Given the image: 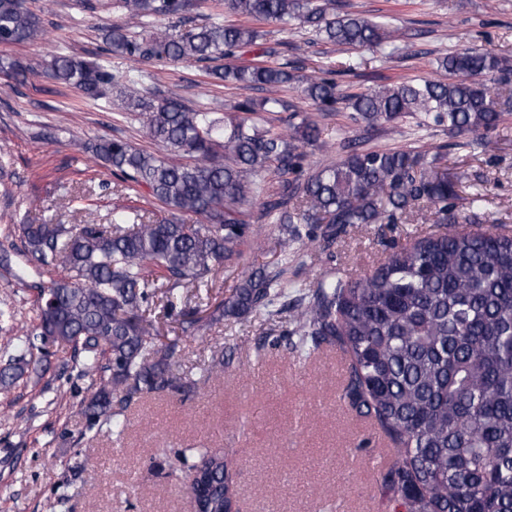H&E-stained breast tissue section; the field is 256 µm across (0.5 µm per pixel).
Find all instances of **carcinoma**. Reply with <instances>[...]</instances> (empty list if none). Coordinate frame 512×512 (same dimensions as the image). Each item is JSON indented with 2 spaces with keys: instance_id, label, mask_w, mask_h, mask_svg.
<instances>
[{
  "instance_id": "obj_1",
  "label": "carcinoma",
  "mask_w": 512,
  "mask_h": 512,
  "mask_svg": "<svg viewBox=\"0 0 512 512\" xmlns=\"http://www.w3.org/2000/svg\"><path fill=\"white\" fill-rule=\"evenodd\" d=\"M206 0H113L123 23L104 34L103 52L133 62H208L216 81L267 91L218 116L208 103L193 107L149 91L141 78L110 69L102 56L78 57L58 46L42 74L88 99L120 89L122 107L165 154L118 138L92 147L100 165L129 188L144 187L168 216L143 220L122 208L98 222L90 204L77 224H25V258L0 252V268L36 291L38 325L18 340L13 373L26 357L69 346L81 373L94 376L83 401L87 427L120 436L127 421L112 412L152 393L188 395L194 385L178 373L180 337L162 340L148 311L157 293L177 309L182 290L207 285L219 268L239 263L249 227L238 205L263 201L276 214L283 255L316 226L323 240L349 224H394L421 201L436 223L455 222L461 176L441 169L447 146L431 150L348 147L336 162L303 175L305 148L321 131L280 95L294 80L284 66L243 67L228 60L261 37L257 28L224 23L228 13L249 21L310 28L336 47L399 51L398 29L385 21L336 11V0H223L224 13L197 22ZM181 28L178 36L169 25ZM149 26L151 34L140 29ZM44 35L23 0H0V44ZM445 81L420 77L361 92H343L334 78L314 76L301 94L319 109L344 102L368 128L418 116L428 131L448 125L486 147L488 132L512 112V95L491 85L512 84V61L477 48L438 58ZM289 112L276 130L257 112ZM272 173L276 180L269 181ZM187 214L204 224H187ZM58 279L46 278L52 270ZM282 273L250 271L204 317L182 314V334L204 319L240 318L293 309L285 335L310 356L336 345L347 356L344 398L352 412L373 419L394 443L395 459L381 475L391 512H512V235L446 230L393 252L358 281L322 277L293 300ZM13 373L3 372L8 383ZM174 471L193 479L196 512H238L236 473L223 454L174 452Z\"/></svg>"
}]
</instances>
